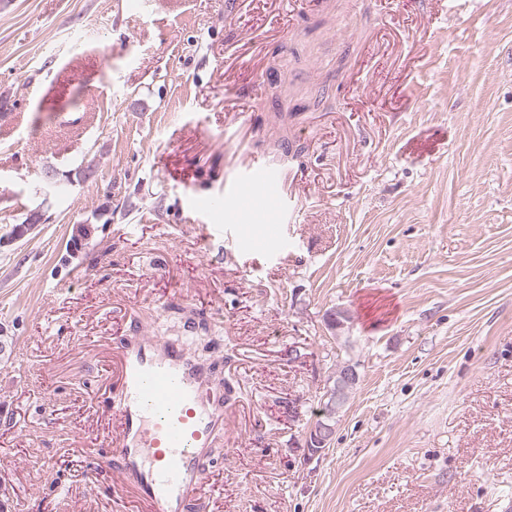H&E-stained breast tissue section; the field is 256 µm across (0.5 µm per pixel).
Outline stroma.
<instances>
[{
	"label": "stroma",
	"instance_id": "35a3bbf8",
	"mask_svg": "<svg viewBox=\"0 0 512 512\" xmlns=\"http://www.w3.org/2000/svg\"><path fill=\"white\" fill-rule=\"evenodd\" d=\"M224 2L0 0V512H137L67 447L117 399L77 339L201 321L227 389L197 512H512V0H283L280 40ZM244 158L292 181L277 252L191 230ZM359 380V375L353 368L346 369L340 377L336 381V375L333 380V386L336 385L334 388L330 389L328 396L333 394L334 399L336 400V405L333 403L331 406V398H326L322 402V399L320 400L321 409L319 411L320 418L317 420V423H319L321 420L328 422L331 426H334L336 421V408L338 409L341 407L344 403L345 397L348 395L349 391L357 384Z\"/></svg>",
	"mask_w": 512,
	"mask_h": 512
}]
</instances>
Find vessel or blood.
<instances>
[{
  "label": "vessel or blood",
  "instance_id": "vessel-or-blood-1",
  "mask_svg": "<svg viewBox=\"0 0 512 512\" xmlns=\"http://www.w3.org/2000/svg\"><path fill=\"white\" fill-rule=\"evenodd\" d=\"M285 185L278 171L253 163L226 220L257 215L262 195L282 203ZM106 376L119 399L103 460L114 463L125 496L141 512H192L207 484L202 461L224 437V387L213 364L185 344L133 336L113 350Z\"/></svg>",
  "mask_w": 512,
  "mask_h": 512
}]
</instances>
